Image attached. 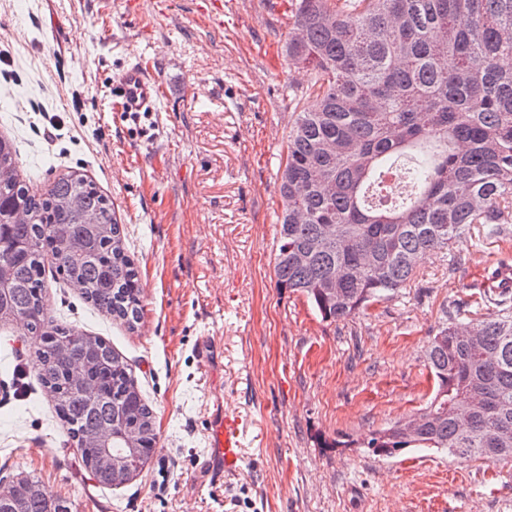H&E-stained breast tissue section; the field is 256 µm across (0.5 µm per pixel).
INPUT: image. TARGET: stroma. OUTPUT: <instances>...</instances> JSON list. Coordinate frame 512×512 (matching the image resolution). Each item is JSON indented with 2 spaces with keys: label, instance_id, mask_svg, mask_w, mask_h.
<instances>
[{
  "label": "stroma",
  "instance_id": "1",
  "mask_svg": "<svg viewBox=\"0 0 512 512\" xmlns=\"http://www.w3.org/2000/svg\"><path fill=\"white\" fill-rule=\"evenodd\" d=\"M291 0H0V135L35 192L84 171L108 195L140 269L143 315L126 330L57 275L53 315L113 343L149 397L157 443L119 488L98 485L28 353L0 336V479L36 478L72 512H512V462L414 449L373 455L361 439L420 413L442 316L498 310L512 224H483L418 260L394 297L330 322L274 275L278 168L307 76L283 46ZM160 78L154 111L118 112L113 81L136 61ZM217 353L203 360L201 339ZM247 420L238 473L200 464L216 407Z\"/></svg>",
  "mask_w": 512,
  "mask_h": 512
}]
</instances>
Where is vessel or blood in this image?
Segmentation results:
<instances>
[{"instance_id": "b4317fda", "label": "vessel or blood", "mask_w": 512, "mask_h": 512, "mask_svg": "<svg viewBox=\"0 0 512 512\" xmlns=\"http://www.w3.org/2000/svg\"><path fill=\"white\" fill-rule=\"evenodd\" d=\"M114 88L121 111L135 119L152 111L160 86L150 71L137 62L123 70ZM242 433L243 422L238 415L222 411L211 417L204 466L214 479H221L225 473L238 469Z\"/></svg>"}]
</instances>
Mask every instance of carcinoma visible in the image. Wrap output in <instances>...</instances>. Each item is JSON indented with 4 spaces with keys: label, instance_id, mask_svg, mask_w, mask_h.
Returning a JSON list of instances; mask_svg holds the SVG:
<instances>
[{
    "label": "carcinoma",
    "instance_id": "cac0c4a2",
    "mask_svg": "<svg viewBox=\"0 0 512 512\" xmlns=\"http://www.w3.org/2000/svg\"><path fill=\"white\" fill-rule=\"evenodd\" d=\"M309 73L307 105L289 131L278 175L281 213L274 272L278 287L306 297L326 321L389 299L416 272L418 257L444 250L472 224H512V0H297L286 46ZM14 142L0 137V333L18 321L41 343L31 351L55 413L102 487L126 484L125 470L95 468L92 437L134 435L149 460L154 410L128 364L101 336L58 321L46 300V266L112 319L141 318L139 270L111 200L77 170L33 194L18 174ZM404 172L392 193L388 170ZM80 199L73 209L69 202ZM300 252L307 253L302 262ZM342 275L333 298L325 282ZM425 349L434 416L413 435L395 424L366 448L393 457L408 448L466 459L512 461V312L460 330L443 320ZM80 366L90 389L74 383ZM71 512L27 478L0 496V512Z\"/></svg>",
    "mask_w": 512,
    "mask_h": 512
}]
</instances>
